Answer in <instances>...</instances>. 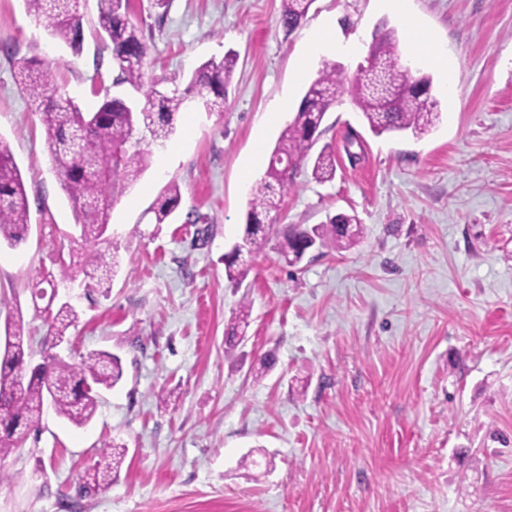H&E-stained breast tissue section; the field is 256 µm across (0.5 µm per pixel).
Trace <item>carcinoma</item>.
I'll use <instances>...</instances> for the list:
<instances>
[{"instance_id":"obj_1","label":"carcinoma","mask_w":512,"mask_h":512,"mask_svg":"<svg viewBox=\"0 0 512 512\" xmlns=\"http://www.w3.org/2000/svg\"><path fill=\"white\" fill-rule=\"evenodd\" d=\"M82 0H24L27 12L44 24L49 37L62 42L74 55L83 50ZM314 0H282L281 22L288 30L300 26ZM99 26L112 45L118 65L117 82L144 91V100L131 101L111 96L104 86L98 109L82 112L79 105L52 82L50 72L35 60L20 65L21 84L40 116L46 132V145L52 164L60 176L74 212L80 238L93 248L84 253L81 269L91 279L102 281L98 271L114 272L115 254L104 235L108 229L115 196L126 185L136 182L149 166L151 151L137 141L146 130L155 142H164L175 130L177 114L194 98L210 112L224 108L237 56L227 54L211 59L188 75H175L163 81L145 82L148 46L140 24L127 16L128 0H97ZM379 67L368 72L356 69L350 86L340 66L324 63L318 77L306 91L293 121L285 128L272 150L264 176L256 182L243 235L226 256L225 272L229 283L240 285L249 268L248 259L265 240L259 225L278 213L290 189L292 169L309 159L323 119L336 99L349 90L371 131L411 132L419 137L440 119L439 102L431 94L432 80L417 79L401 70L396 54L395 31L385 30L375 39ZM335 156L321 151L313 161L312 174L319 180L335 173ZM181 201L177 184L166 186L149 208L162 224ZM30 224L29 201L20 169L7 140L0 136V244L19 245ZM363 234L357 216L341 213L325 224L311 227L288 225L279 252L291 265L304 255L300 244L318 248L348 250ZM250 306L242 303L233 324L227 328L225 345L235 347L241 325L247 324ZM74 308L61 304L52 313L50 329L54 340H64L74 325ZM8 342L0 355V459L23 444V433L36 431L44 402L49 400L57 414L76 427L88 424L97 409L96 389L114 387L123 376L121 359L107 351L88 354L74 365L58 356L45 358L41 369L24 375L27 363L22 321L7 326ZM127 454L123 444L112 443L87 472L86 487L108 485Z\"/></svg>"}]
</instances>
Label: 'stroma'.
I'll return each instance as SVG.
<instances>
[{
  "mask_svg": "<svg viewBox=\"0 0 512 512\" xmlns=\"http://www.w3.org/2000/svg\"><path fill=\"white\" fill-rule=\"evenodd\" d=\"M146 21L155 77L187 74L235 51L223 111L188 108L140 180L119 194L106 238L119 260L92 288L62 280L88 244L18 66L42 62L83 111L112 84V47L86 0L80 55L52 40L23 0H0V136L21 170L31 225L0 247V336L23 320L32 362L95 350L122 359L89 424L45 407L39 432L0 460V512H512V0H314L295 30L282 0H132ZM333 22V50L305 61L309 35ZM397 32L412 76L430 75L440 121L419 137L374 135L350 96L321 125L332 180L292 175L246 278L224 254L243 232L250 190L323 62L354 72L380 24ZM433 42L439 62L415 58ZM453 79L457 93L442 91ZM291 110L267 116L280 99ZM361 140L351 161L349 134ZM181 202L165 224L148 210L169 183ZM346 213L364 227L347 251L314 249L295 266L286 225ZM59 277L78 313L54 344L31 286ZM244 340L224 341L241 303ZM273 368L254 373L264 356ZM126 458L108 486L84 493L105 444Z\"/></svg>",
  "mask_w": 512,
  "mask_h": 512,
  "instance_id": "1",
  "label": "stroma"
}]
</instances>
